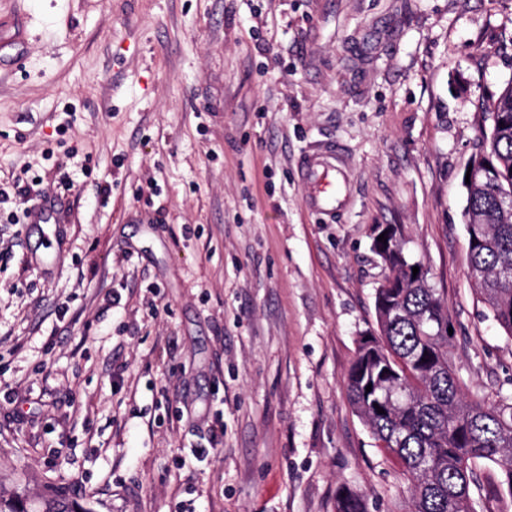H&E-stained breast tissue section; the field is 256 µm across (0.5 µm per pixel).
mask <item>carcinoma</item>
I'll return each instance as SVG.
<instances>
[{
	"instance_id": "carcinoma-1",
	"label": "carcinoma",
	"mask_w": 512,
	"mask_h": 512,
	"mask_svg": "<svg viewBox=\"0 0 512 512\" xmlns=\"http://www.w3.org/2000/svg\"><path fill=\"white\" fill-rule=\"evenodd\" d=\"M477 108L491 119L482 144L493 146L494 154L481 151L472 163L493 165L501 180L466 188L467 270L494 320L512 337V213L500 201L501 188L512 186V81ZM396 231L391 248L375 251L385 269L375 292L378 335L359 341L344 377L348 399L376 446L401 464L410 512H475V489L497 501L512 499V393L491 401L465 391L449 354L448 305L430 271L413 276L414 259L405 251L402 229ZM482 465L496 466L499 476L481 479ZM0 512H31L28 498L20 492L0 496ZM38 512L88 510L51 488ZM336 512H368L364 496L340 487Z\"/></svg>"
}]
</instances>
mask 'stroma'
I'll return each instance as SVG.
<instances>
[{
    "label": "stroma",
    "mask_w": 512,
    "mask_h": 512,
    "mask_svg": "<svg viewBox=\"0 0 512 512\" xmlns=\"http://www.w3.org/2000/svg\"><path fill=\"white\" fill-rule=\"evenodd\" d=\"M0 495L90 512H406L344 375L376 326L373 229L448 303L471 394L512 339L466 267L479 99L512 0H0ZM335 148L347 201L312 208ZM25 186L51 220L23 219ZM224 440L206 459L210 428ZM302 174L309 188L308 201L317 210L335 211L343 205L346 196L342 195V181L345 182V178L336 151L310 156L303 164ZM336 512H368L364 496L349 487H340L336 493ZM39 503L37 512H90L77 498L55 488L49 489Z\"/></svg>",
    "instance_id": "35a3bbf8"
}]
</instances>
